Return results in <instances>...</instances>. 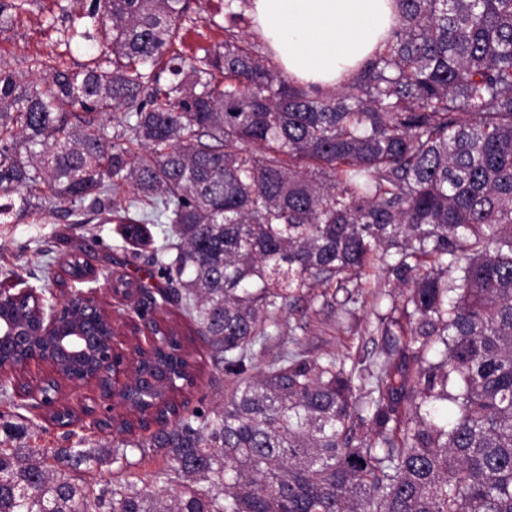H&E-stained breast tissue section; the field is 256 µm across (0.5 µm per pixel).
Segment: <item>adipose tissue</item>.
Wrapping results in <instances>:
<instances>
[{
    "label": "adipose tissue",
    "instance_id": "1",
    "mask_svg": "<svg viewBox=\"0 0 512 512\" xmlns=\"http://www.w3.org/2000/svg\"><path fill=\"white\" fill-rule=\"evenodd\" d=\"M249 14L291 80L333 91L384 47L398 5L396 0H251Z\"/></svg>",
    "mask_w": 512,
    "mask_h": 512
}]
</instances>
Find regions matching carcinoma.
I'll return each mask as SVG.
<instances>
[{
    "label": "carcinoma",
    "mask_w": 512,
    "mask_h": 512,
    "mask_svg": "<svg viewBox=\"0 0 512 512\" xmlns=\"http://www.w3.org/2000/svg\"><path fill=\"white\" fill-rule=\"evenodd\" d=\"M248 2L183 57L190 0H91L81 70L0 66V198L135 245L168 225L161 299L194 333L174 338L233 384L145 441L122 421L110 446L0 448V512H512V0H397L333 92L266 65L235 32ZM28 5L0 0V30ZM378 263L405 293L373 368L285 351L252 373L290 299ZM147 448L169 462L150 486L84 477Z\"/></svg>",
    "instance_id": "obj_1"
}]
</instances>
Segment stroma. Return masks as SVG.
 I'll return each mask as SVG.
<instances>
[{"label": "stroma", "instance_id": "35a3bbf8", "mask_svg": "<svg viewBox=\"0 0 512 512\" xmlns=\"http://www.w3.org/2000/svg\"><path fill=\"white\" fill-rule=\"evenodd\" d=\"M191 6L172 46L174 52L186 57L199 47L221 43L228 24L224 0H192ZM85 9L84 0H38L30 12L18 15L0 31V63L24 67L49 57L54 64L79 70L97 53L96 43L84 36L92 28L90 19L83 16ZM66 254L80 255L96 268L102 301L124 317L132 310L109 291L107 280L134 279L152 295L166 285V277L159 264L152 262L149 250L124 243L116 225L87 220L81 211L14 214L7 223H0V284L7 286L19 280L43 292L47 302H55L60 298L55 281L64 275L57 260ZM349 295L356 297L355 306H344L343 300ZM398 297L396 282L382 264L362 283L350 282L343 288L320 286L311 295L295 297L281 312L278 331L265 346L256 347L254 366L264 369L268 361L286 350L310 359L332 355L341 360L351 355L372 364L382 345L381 317ZM190 350L197 384L185 397L193 407L216 406L231 387L225 375L215 369L202 341H194ZM26 426L28 435L23 444L29 448H74L83 437L93 444L112 440L111 429L100 430L81 421L63 428L44 412L27 419ZM166 465L162 454L149 449L144 456H133L130 466H105L94 470L91 478L100 483L137 481Z\"/></svg>", "mask_w": 512, "mask_h": 512}]
</instances>
